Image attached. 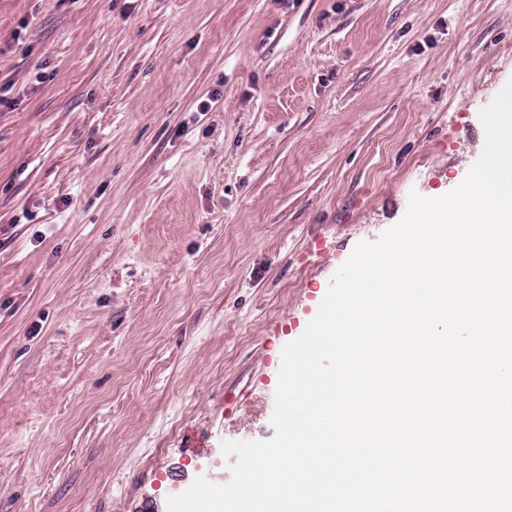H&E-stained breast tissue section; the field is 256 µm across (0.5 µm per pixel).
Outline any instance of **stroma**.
Instances as JSON below:
<instances>
[{"label":"stroma","mask_w":512,"mask_h":512,"mask_svg":"<svg viewBox=\"0 0 512 512\" xmlns=\"http://www.w3.org/2000/svg\"><path fill=\"white\" fill-rule=\"evenodd\" d=\"M511 80L512 0H0V512L226 483L331 277L464 181Z\"/></svg>","instance_id":"35a3bbf8"}]
</instances>
